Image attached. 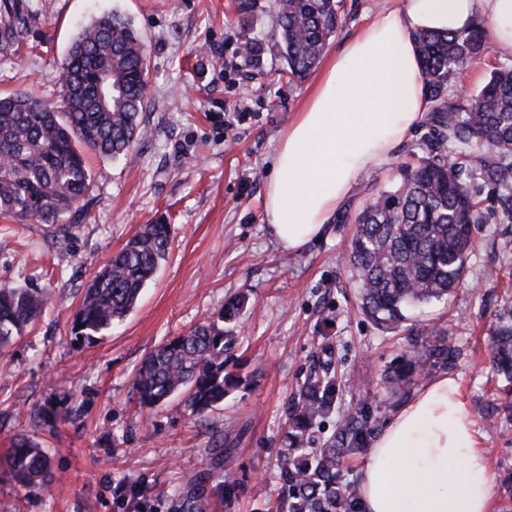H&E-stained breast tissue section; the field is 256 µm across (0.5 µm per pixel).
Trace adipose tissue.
I'll return each mask as SVG.
<instances>
[{
	"instance_id": "1",
	"label": "adipose tissue",
	"mask_w": 512,
	"mask_h": 512,
	"mask_svg": "<svg viewBox=\"0 0 512 512\" xmlns=\"http://www.w3.org/2000/svg\"><path fill=\"white\" fill-rule=\"evenodd\" d=\"M482 19L493 45L512 46V0H398L329 59L280 136L265 188L273 238L295 251L322 236L361 176L423 122L431 102L414 33L462 32ZM494 480L446 376L396 412L359 477L366 512H492Z\"/></svg>"
}]
</instances>
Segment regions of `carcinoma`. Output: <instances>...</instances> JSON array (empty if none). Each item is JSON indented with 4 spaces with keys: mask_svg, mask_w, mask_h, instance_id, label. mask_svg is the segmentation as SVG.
Listing matches in <instances>:
<instances>
[{
    "mask_svg": "<svg viewBox=\"0 0 512 512\" xmlns=\"http://www.w3.org/2000/svg\"><path fill=\"white\" fill-rule=\"evenodd\" d=\"M344 0H275L279 53L288 82L304 79L319 63L330 37L341 27ZM25 18L0 20V45L20 41ZM424 85L432 103L423 125L428 136L421 156L401 165L400 184L382 190L355 217L349 254L350 277L360 288V310L388 332L408 321L415 305L448 296L464 281L473 248V225L481 221L471 180L497 191L512 218V67L493 70L479 88L456 85L458 76L490 49L484 25L466 32L415 34ZM244 57L257 64L262 40L249 38ZM109 73L112 97L101 104L97 75ZM62 80L72 94L60 93L52 105L29 93L0 98V218L38 223L64 235L61 217L92 193L86 153L102 158L129 156L140 133V114L148 99L144 43L119 13L104 15L72 41ZM171 246L167 224H143L90 280L71 322L77 342L91 343L112 330L136 305ZM49 298L37 291L0 285V355L43 314ZM247 304L227 303L217 314L172 336L143 358L133 383L134 400L153 409L185 395L193 416L213 412L256 371L228 368L237 338L232 323ZM84 328L77 329L78 325ZM493 372L512 383V305L502 307L492 334ZM460 356L449 331H430L411 340L400 362L383 380L397 396L408 393L432 368L451 370ZM338 389L315 374L300 386L288 411L292 430L279 450L277 512H365L360 487L342 480L341 468L364 454L374 437L375 420L365 405L345 417L336 440L326 448L307 447L309 430L333 413ZM40 425L55 429L65 415L33 410ZM232 449L210 448L205 469L214 492L231 503L236 490ZM8 473L22 487L48 483V453L21 436L5 457ZM196 482L172 492L179 512H204Z\"/></svg>",
    "mask_w": 512,
    "mask_h": 512,
    "instance_id": "cac0c4a2",
    "label": "carcinoma"
}]
</instances>
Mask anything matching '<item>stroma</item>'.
<instances>
[{"instance_id":"35a3bbf8","label":"stroma","mask_w":512,"mask_h":512,"mask_svg":"<svg viewBox=\"0 0 512 512\" xmlns=\"http://www.w3.org/2000/svg\"><path fill=\"white\" fill-rule=\"evenodd\" d=\"M252 27L235 0H0L26 16L18 45L0 48V95L29 92L56 101L70 42L101 15L128 18L144 42L149 97L130 158H88L93 190L63 237L45 225L0 219V285L37 290L50 303L30 332L0 357V456L20 435L50 453V484L23 488L0 469V512H176L167 488L212 482L201 459L214 443L234 449L236 497L211 512H268L279 493L277 454L288 445V404L326 363L341 383L334 412L317 422L311 447L329 443L357 402L385 428L402 402L381 375L406 344L357 309L347 272L353 223L330 218L322 237L299 251L268 234L265 185L278 138L294 119L314 76L287 83L276 52L260 68L245 64L239 44L276 40L272 0H260ZM427 129L399 144L382 167L366 172L344 203L349 213L395 189L398 168ZM484 219L464 283L448 300L417 309L411 326L448 329L462 355L449 375L496 474L493 512H512V384L495 380L491 336L512 301V219L495 192L475 181ZM163 223L171 247L136 307L97 343L70 335L73 314L94 273L142 224ZM246 296L236 320L234 356L257 375L204 418L175 398L140 408L132 384L143 357L169 337ZM67 413L56 433L29 413ZM496 424H489L488 416Z\"/></svg>"}]
</instances>
